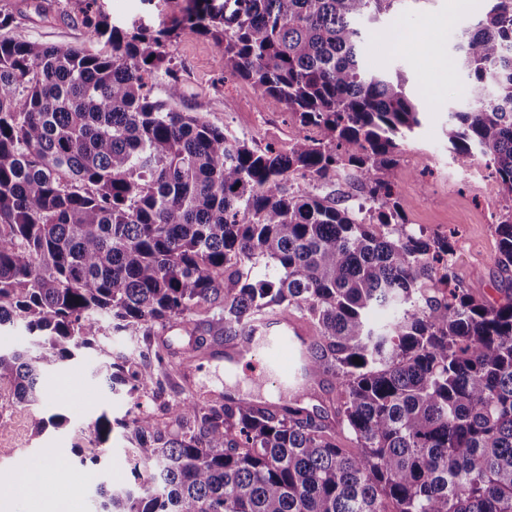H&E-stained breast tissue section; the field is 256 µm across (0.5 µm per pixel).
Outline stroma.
<instances>
[{
	"label": "stroma",
	"mask_w": 512,
	"mask_h": 512,
	"mask_svg": "<svg viewBox=\"0 0 512 512\" xmlns=\"http://www.w3.org/2000/svg\"><path fill=\"white\" fill-rule=\"evenodd\" d=\"M101 2L113 21L140 19L154 30L170 26L183 5V0ZM80 6V0H0V14L12 18L9 27L0 29V39L63 47L87 45L84 29L75 22ZM487 6V0H479L477 10L467 12L456 0H401L394 10L381 15L378 24L389 35L369 38L366 61L375 68L402 72L408 91L427 108L421 127L404 144L397 166V196L410 228L453 235L457 280L477 297L495 302L508 283L496 264L494 226L512 211V198L504 194L484 158L475 157L468 168H461L444 136L449 111L467 109L472 101L467 77L456 63L458 38ZM434 40L441 41L444 57L454 62L444 76L437 74V61L425 51L426 44ZM169 52L190 111L203 113L210 122L261 148L271 144L284 150L301 136V128L291 120L284 103L274 98L256 101L251 85L225 78L224 55L210 38L183 30ZM94 366V359H85L65 366L49 379L55 387L70 377L79 378L77 397L64 408L76 427L89 424L101 409L121 417L130 408L124 394L109 392L92 377ZM185 390L224 394L229 387L219 363L203 359L196 363L188 382L172 378V396ZM49 414L46 408L15 403L10 386L0 387V486L19 479L28 466L76 460L68 431L50 427L35 432L34 419ZM125 446L120 436H113L98 478L70 477L69 488L77 492L81 512H95L93 491L98 481L128 479Z\"/></svg>",
	"instance_id": "35a3bbf8"
}]
</instances>
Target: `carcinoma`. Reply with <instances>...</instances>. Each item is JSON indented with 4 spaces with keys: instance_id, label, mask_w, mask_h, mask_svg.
<instances>
[{
    "instance_id": "1",
    "label": "carcinoma",
    "mask_w": 512,
    "mask_h": 512,
    "mask_svg": "<svg viewBox=\"0 0 512 512\" xmlns=\"http://www.w3.org/2000/svg\"><path fill=\"white\" fill-rule=\"evenodd\" d=\"M397 2L184 0L152 31L82 0L88 41L112 52L0 39V327L32 341L0 349V383L35 406L108 331L153 351L96 371L139 409L92 424L81 462L99 465L116 432L132 445L133 481L99 484L100 512H512V296L476 297L450 271L453 236L407 230L396 168L426 107L402 73L363 64L368 34L386 37L364 22ZM488 2L457 46L473 101L445 136L512 198V0ZM185 28L314 135L255 149L189 111L165 51ZM344 166L366 191L355 210L318 192ZM495 233L507 274L512 214ZM273 311L315 329L310 371L336 376V425L165 397L160 329L228 342Z\"/></svg>"
}]
</instances>
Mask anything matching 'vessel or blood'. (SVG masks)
Instances as JSON below:
<instances>
[{
  "label": "vessel or blood",
  "mask_w": 512,
  "mask_h": 512,
  "mask_svg": "<svg viewBox=\"0 0 512 512\" xmlns=\"http://www.w3.org/2000/svg\"><path fill=\"white\" fill-rule=\"evenodd\" d=\"M308 328L299 318L273 312L226 343L224 358L233 366H253L261 380L285 386L298 378L309 360Z\"/></svg>",
  "instance_id": "obj_1"
}]
</instances>
